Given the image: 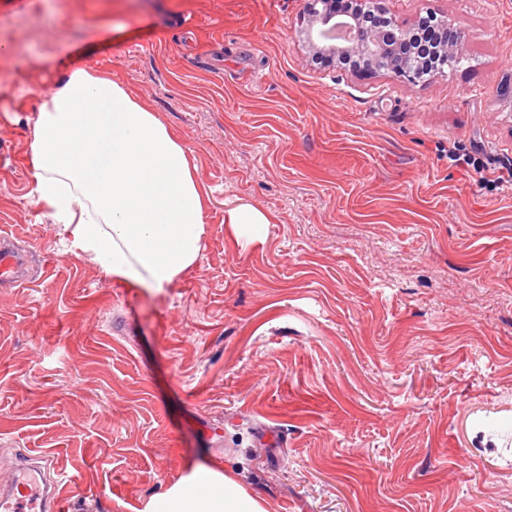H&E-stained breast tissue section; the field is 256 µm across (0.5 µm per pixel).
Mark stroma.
<instances>
[{
	"label": "stroma",
	"instance_id": "obj_1",
	"mask_svg": "<svg viewBox=\"0 0 512 512\" xmlns=\"http://www.w3.org/2000/svg\"><path fill=\"white\" fill-rule=\"evenodd\" d=\"M307 0H0V450L48 453L66 512H142L216 460L267 512H512V0L433 14L468 63L425 82L311 60ZM108 75L187 150L206 237L170 288H130L37 204L41 91ZM252 205L262 239L233 246ZM461 152L458 146L448 148V159L456 165L465 167L477 177L478 183L495 188L512 184V157L484 154L481 149ZM483 155V156H481ZM485 155V156H484ZM224 222L229 225L231 242L239 244L240 238H259L267 224H271L269 216L253 206L243 204L233 207L224 213ZM27 260L9 243L0 245V282L15 285L26 276Z\"/></svg>",
	"mask_w": 512,
	"mask_h": 512
}]
</instances>
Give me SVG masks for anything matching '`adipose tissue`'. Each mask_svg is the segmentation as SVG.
Wrapping results in <instances>:
<instances>
[{"mask_svg": "<svg viewBox=\"0 0 512 512\" xmlns=\"http://www.w3.org/2000/svg\"><path fill=\"white\" fill-rule=\"evenodd\" d=\"M29 166L53 223L113 279L163 290L193 268L206 226L185 147L109 76L70 70L44 93ZM232 243L258 238L269 216L227 210ZM143 512H267L262 499L216 463L187 465Z\"/></svg>", "mask_w": 512, "mask_h": 512, "instance_id": "1", "label": "adipose tissue"}]
</instances>
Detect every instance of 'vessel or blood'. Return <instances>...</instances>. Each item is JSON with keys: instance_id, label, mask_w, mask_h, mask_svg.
Segmentation results:
<instances>
[{"instance_id": "b4317fda", "label": "vessel or blood", "mask_w": 512, "mask_h": 512, "mask_svg": "<svg viewBox=\"0 0 512 512\" xmlns=\"http://www.w3.org/2000/svg\"><path fill=\"white\" fill-rule=\"evenodd\" d=\"M27 260L11 244L0 245V282L14 285L26 275ZM48 456L20 451L7 480L0 482V512H59V479Z\"/></svg>"}]
</instances>
